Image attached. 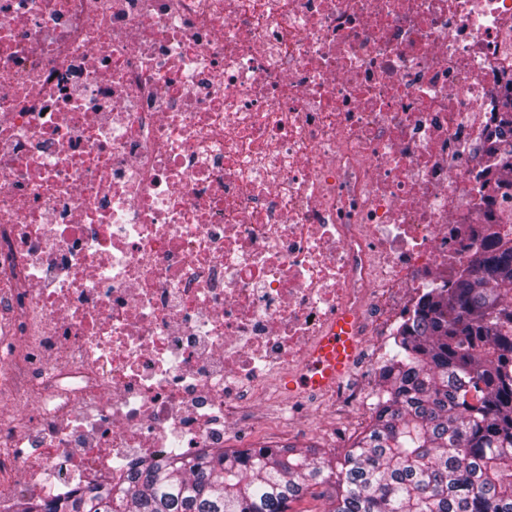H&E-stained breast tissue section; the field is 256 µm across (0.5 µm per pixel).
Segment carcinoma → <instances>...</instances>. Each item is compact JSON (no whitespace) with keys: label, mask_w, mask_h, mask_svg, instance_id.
Instances as JSON below:
<instances>
[{"label":"carcinoma","mask_w":512,"mask_h":512,"mask_svg":"<svg viewBox=\"0 0 512 512\" xmlns=\"http://www.w3.org/2000/svg\"><path fill=\"white\" fill-rule=\"evenodd\" d=\"M496 186L512 189V144ZM481 249L398 329L368 429L332 464L315 451L167 456L122 485L21 512H289L332 483L328 512H512V194Z\"/></svg>","instance_id":"cac0c4a2"}]
</instances>
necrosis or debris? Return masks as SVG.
Wrapping results in <instances>:
<instances>
[{"label":"necrosis or debris","instance_id":"4bbe7bcc","mask_svg":"<svg viewBox=\"0 0 512 512\" xmlns=\"http://www.w3.org/2000/svg\"><path fill=\"white\" fill-rule=\"evenodd\" d=\"M511 86L512 0H0V512L372 412ZM321 348L327 364L320 372H315L311 379L317 385H325L335 377L344 375L350 369L353 358L347 336H328Z\"/></svg>","mask_w":512,"mask_h":512}]
</instances>
